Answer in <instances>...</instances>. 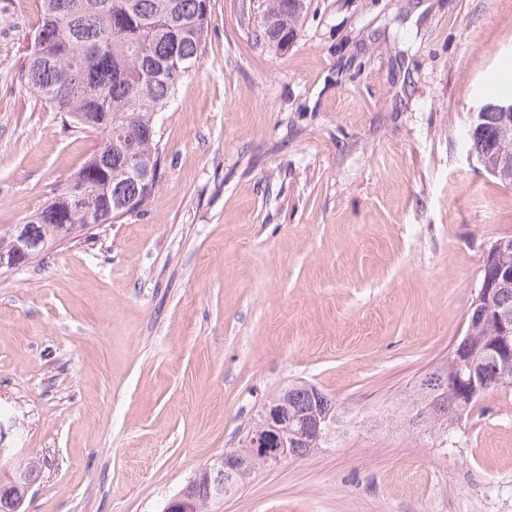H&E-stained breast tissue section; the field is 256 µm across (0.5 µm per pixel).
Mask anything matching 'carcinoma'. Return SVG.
Listing matches in <instances>:
<instances>
[{
	"instance_id": "1",
	"label": "carcinoma",
	"mask_w": 512,
	"mask_h": 512,
	"mask_svg": "<svg viewBox=\"0 0 512 512\" xmlns=\"http://www.w3.org/2000/svg\"><path fill=\"white\" fill-rule=\"evenodd\" d=\"M259 40L273 50L292 44L308 11V0H261ZM40 17L32 49L24 66L25 84L38 92L74 127L90 130L98 149L75 178L86 186L85 208L70 207L63 190L30 216V233L47 237L61 224H114L123 219L121 205L133 200L136 215L148 204L160 165L156 115L174 99L179 85L195 69L210 21V0H39ZM502 119L488 110L470 123L467 136L481 167L506 187L496 171L500 157L512 160V140L497 141L480 127ZM483 299V324L461 337L448 361L428 372L461 378L451 391H431L419 384L404 413L411 425L448 435V429L468 415L484 392L512 389V369L496 372L489 347L498 339L496 314L512 309V287ZM475 375L484 392L473 391ZM288 402L290 456L303 457L315 449L308 441L316 419L329 416L330 434L339 428L335 402L316 387L291 384L281 391Z\"/></svg>"
}]
</instances>
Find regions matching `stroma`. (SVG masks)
I'll use <instances>...</instances> for the list:
<instances>
[{
	"label": "stroma",
	"mask_w": 512,
	"mask_h": 512,
	"mask_svg": "<svg viewBox=\"0 0 512 512\" xmlns=\"http://www.w3.org/2000/svg\"><path fill=\"white\" fill-rule=\"evenodd\" d=\"M37 4L0 0V235L97 148L21 79ZM258 5L211 0L144 211L0 269V480L36 456L22 512H163L304 382L335 440L209 512H512V390L444 441L403 422L512 237L466 139L512 88V0H311L283 52Z\"/></svg>",
	"instance_id": "1"
}]
</instances>
